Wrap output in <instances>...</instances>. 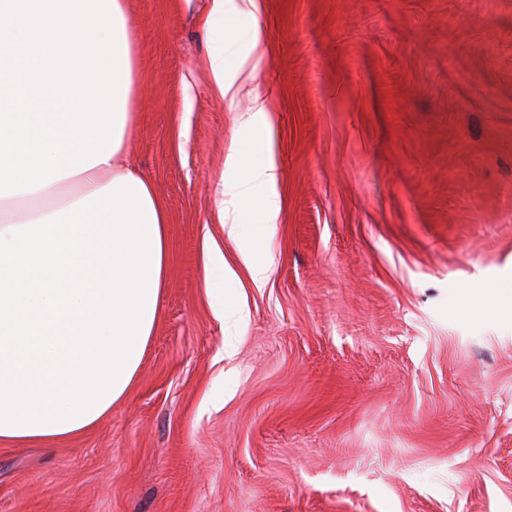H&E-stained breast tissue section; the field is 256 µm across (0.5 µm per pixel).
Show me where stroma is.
Masks as SVG:
<instances>
[{
  "label": "stroma",
  "mask_w": 512,
  "mask_h": 512,
  "mask_svg": "<svg viewBox=\"0 0 512 512\" xmlns=\"http://www.w3.org/2000/svg\"><path fill=\"white\" fill-rule=\"evenodd\" d=\"M212 5L131 0L158 320L97 425L0 443V512H512V317L464 297L512 286V0H257L231 102L211 52L250 50ZM257 95L282 205L261 288L220 212ZM236 2V0H213V9L208 23L220 29L224 36L232 40L244 38L252 50L256 49L262 41L263 31L255 23L245 31L239 32L237 18L243 10Z\"/></svg>",
  "instance_id": "1"
}]
</instances>
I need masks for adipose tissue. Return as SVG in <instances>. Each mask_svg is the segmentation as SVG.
Returning a JSON list of instances; mask_svg holds the SVG:
<instances>
[{
	"label": "adipose tissue",
	"mask_w": 512,
	"mask_h": 512,
	"mask_svg": "<svg viewBox=\"0 0 512 512\" xmlns=\"http://www.w3.org/2000/svg\"><path fill=\"white\" fill-rule=\"evenodd\" d=\"M131 0H0V440L79 436L134 381L158 316L168 240L151 185L129 152L135 86ZM213 0L208 22L238 30L242 6ZM246 57L217 47L215 82L239 92ZM226 162L223 196L254 212L239 257L254 285L280 214L264 99Z\"/></svg>",
	"instance_id": "obj_1"
}]
</instances>
